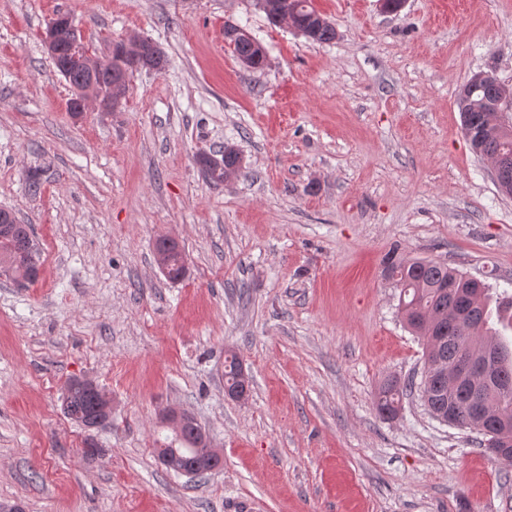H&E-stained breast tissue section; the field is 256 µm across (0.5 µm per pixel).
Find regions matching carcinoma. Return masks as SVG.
<instances>
[{"label":"carcinoma","mask_w":512,"mask_h":512,"mask_svg":"<svg viewBox=\"0 0 512 512\" xmlns=\"http://www.w3.org/2000/svg\"><path fill=\"white\" fill-rule=\"evenodd\" d=\"M292 21L304 28L305 38L313 42L326 43L336 38V30L330 23L318 21L317 12L310 0H291ZM236 58L252 70H261L266 57L260 47L252 42H238L233 46ZM141 69L138 59L112 53L101 61L98 80L110 82L119 89L126 83L129 73ZM498 94L494 83L477 87L472 96L458 98L462 120L477 123L486 129L481 143V156L492 160L501 155L512 156V124L504 126L501 116L490 108ZM200 165L207 178L214 184L240 173L241 160L238 152L224 147V166L213 170L206 157L200 158ZM167 278L181 280L186 271L184 256L177 247L170 249ZM40 251L28 224H21L7 210H0V272L19 282L34 283L39 278ZM383 276L391 279L400 288L402 311L408 328L422 338L424 362L444 361L452 366L458 360L475 352L484 343L491 345L496 353L491 372L500 387L508 389L507 394H486L484 404L488 411L512 420V348L502 339V331L512 328V297L503 295L495 308H490L492 298L489 288L477 279L448 267L447 264L419 258H402L389 254L383 260ZM453 292L460 302L476 306L481 313L480 324L473 325L458 317L456 304L451 302L448 292ZM244 369L239 357L228 354L224 357V391L233 396L245 382ZM428 394L424 404L429 412L448 409V400L460 405L458 419L462 424L470 422L469 405L448 388V378L437 368L420 386L412 381L388 380L380 387L375 406L383 417H394L401 409L402 401L413 389ZM68 392V411L78 418H98L102 415V403L98 392L87 389L78 379H70L65 385ZM202 433L197 424H189L181 434L173 435L166 447L180 455L192 453L196 440Z\"/></svg>","instance_id":"cac0c4a2"}]
</instances>
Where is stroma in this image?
Masks as SVG:
<instances>
[{"label": "stroma", "instance_id": "stroma-1", "mask_svg": "<svg viewBox=\"0 0 512 512\" xmlns=\"http://www.w3.org/2000/svg\"><path fill=\"white\" fill-rule=\"evenodd\" d=\"M312 43L253 0H0V209L30 225L33 284L0 276V504L23 512H512V462L446 425L420 392L382 418L389 378L423 371L389 253L512 294V196L456 105L489 72L512 87V0H311ZM68 13L92 54L139 35L166 56L119 103L68 110L42 34ZM264 45L244 67L225 22ZM232 144L215 185L200 154ZM41 190H28L29 171ZM176 240L187 273L156 262ZM250 378L224 392V355ZM72 377L112 398L104 427L64 415ZM222 463L157 459L166 410ZM102 453L86 456V440ZM224 166L220 170H213L205 156L200 158V165L207 178L214 184H221L225 179L238 176L241 170V160L238 152L229 146L224 147Z\"/></svg>", "mask_w": 512, "mask_h": 512}]
</instances>
